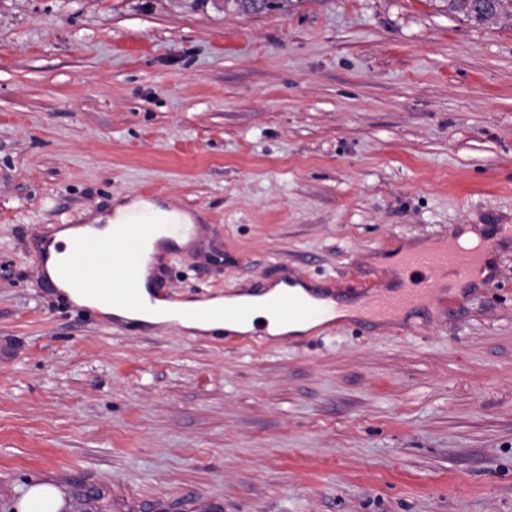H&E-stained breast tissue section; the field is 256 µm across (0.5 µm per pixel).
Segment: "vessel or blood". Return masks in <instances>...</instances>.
<instances>
[{
    "label": "vessel or blood",
    "instance_id": "obj_1",
    "mask_svg": "<svg viewBox=\"0 0 512 512\" xmlns=\"http://www.w3.org/2000/svg\"><path fill=\"white\" fill-rule=\"evenodd\" d=\"M179 213V208H172L169 218L163 221L146 214H133L126 223L114 226L111 239L88 235L75 240L71 245L72 261L61 269L63 278L70 287L115 307L144 308L156 304L157 295H142L138 273L147 263L148 244L158 232L177 238L196 237L198 225L183 223ZM491 248L490 241L466 245L452 235L441 246L405 256L402 263L410 270V277L403 279L394 291L363 284L362 310L368 318L390 320L401 309L423 302L449 308L447 284L474 277ZM331 296L326 288L321 291L319 301L312 302L285 290L268 298L265 306L269 316L278 322L323 319L333 329L337 322L331 319L326 304Z\"/></svg>",
    "mask_w": 512,
    "mask_h": 512
}]
</instances>
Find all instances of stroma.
<instances>
[{
    "label": "stroma",
    "instance_id": "obj_1",
    "mask_svg": "<svg viewBox=\"0 0 512 512\" xmlns=\"http://www.w3.org/2000/svg\"><path fill=\"white\" fill-rule=\"evenodd\" d=\"M149 194L204 300L368 274L466 228L460 305L234 348L37 280L50 227ZM512 25L445 0H0V512H512ZM63 494L52 484L39 483L25 488L16 505L18 512H60Z\"/></svg>",
    "mask_w": 512,
    "mask_h": 512
}]
</instances>
